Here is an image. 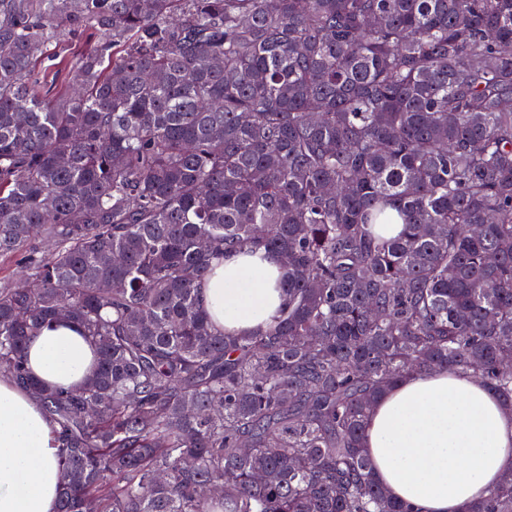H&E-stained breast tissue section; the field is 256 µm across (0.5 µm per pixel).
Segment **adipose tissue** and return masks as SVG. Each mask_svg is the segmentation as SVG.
I'll return each instance as SVG.
<instances>
[{
	"label": "adipose tissue",
	"mask_w": 512,
	"mask_h": 512,
	"mask_svg": "<svg viewBox=\"0 0 512 512\" xmlns=\"http://www.w3.org/2000/svg\"><path fill=\"white\" fill-rule=\"evenodd\" d=\"M281 278L262 250L214 263L201 292L215 327L264 328L288 303ZM94 363L93 345L66 321L45 326L28 347L29 371L52 388H79ZM362 445L373 479L415 512H462L512 470V411L481 379L437 370L388 388ZM60 482L52 424L35 398L0 376V512H55Z\"/></svg>",
	"instance_id": "ef3b65f1"
}]
</instances>
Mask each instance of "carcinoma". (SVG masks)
Wrapping results in <instances>:
<instances>
[{
  "label": "carcinoma",
  "instance_id": "carcinoma-1",
  "mask_svg": "<svg viewBox=\"0 0 512 512\" xmlns=\"http://www.w3.org/2000/svg\"><path fill=\"white\" fill-rule=\"evenodd\" d=\"M506 45L512 0H0V375L54 425L57 512H413L360 446L378 396L443 369L512 409ZM248 249L288 304L221 332L201 286ZM60 320L72 391L26 367ZM92 42L89 32H85L51 46L48 57L35 67L44 95L52 98L71 90L76 59ZM94 363V346L66 321L45 326L28 347L29 371L52 388H79Z\"/></svg>",
  "mask_w": 512,
  "mask_h": 512
}]
</instances>
